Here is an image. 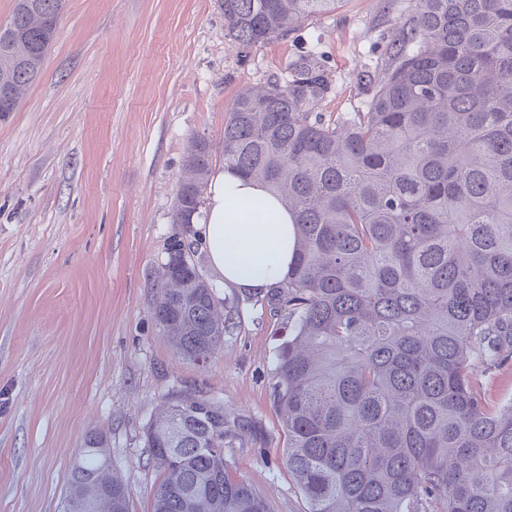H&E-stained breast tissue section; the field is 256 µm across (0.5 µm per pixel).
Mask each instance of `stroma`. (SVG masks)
Listing matches in <instances>:
<instances>
[{
    "label": "stroma",
    "mask_w": 512,
    "mask_h": 512,
    "mask_svg": "<svg viewBox=\"0 0 512 512\" xmlns=\"http://www.w3.org/2000/svg\"><path fill=\"white\" fill-rule=\"evenodd\" d=\"M410 0H339L285 38L245 51L219 0H68L41 75L0 114V512H61L89 431L102 433L150 512L159 475L144 432L165 399L199 392L250 422L227 442L228 471L270 512H307L283 463L270 378L288 314L221 287L234 308L223 349L179 357L150 315L185 149L221 146L236 94L321 55L325 118L360 110L391 65Z\"/></svg>",
    "instance_id": "obj_1"
}]
</instances>
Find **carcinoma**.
I'll return each mask as SVG.
<instances>
[{"instance_id": "obj_1", "label": "carcinoma", "mask_w": 512, "mask_h": 512, "mask_svg": "<svg viewBox=\"0 0 512 512\" xmlns=\"http://www.w3.org/2000/svg\"><path fill=\"white\" fill-rule=\"evenodd\" d=\"M67 0L15 2L0 26V113L40 75ZM338 0H221L243 48L284 38ZM366 111L325 120L323 58L240 91L224 115V168L294 215L272 396L308 512H512V397L475 386L512 360V0H414ZM213 144L189 141L173 217L195 222ZM151 314L181 357L205 363L232 320L216 285L168 267ZM250 435L207 396L164 402L145 430L159 473L151 512H269L224 464ZM107 441L89 432L62 512H129Z\"/></svg>"}]
</instances>
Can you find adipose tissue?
Here are the masks:
<instances>
[{
    "label": "adipose tissue",
    "mask_w": 512,
    "mask_h": 512,
    "mask_svg": "<svg viewBox=\"0 0 512 512\" xmlns=\"http://www.w3.org/2000/svg\"><path fill=\"white\" fill-rule=\"evenodd\" d=\"M261 213L240 209L246 199ZM214 275L225 288L263 293L284 281L293 262V217L261 182L220 170L209 181L204 215L195 227Z\"/></svg>",
    "instance_id": "obj_1"
}]
</instances>
